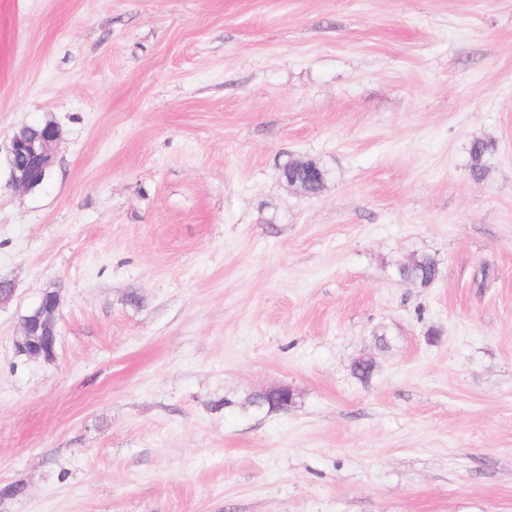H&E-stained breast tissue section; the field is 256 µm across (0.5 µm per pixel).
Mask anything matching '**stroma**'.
<instances>
[{"label":"stroma","instance_id":"stroma-1","mask_svg":"<svg viewBox=\"0 0 512 512\" xmlns=\"http://www.w3.org/2000/svg\"><path fill=\"white\" fill-rule=\"evenodd\" d=\"M48 119L47 183L0 174V512H512V0H0V142ZM494 149L491 142L474 140L470 146V174L475 178H482L486 173L484 159ZM397 271L401 274L405 273V276L410 279L423 283L430 280L435 271L436 276H438L439 266L434 257L422 254L419 257H414L409 264H399ZM47 293V292H46ZM46 293L39 302L28 311V320L22 326L14 346L18 354L29 358H43L52 360L55 356V323L56 315L60 309V296L55 292V301L52 306L47 303ZM42 332L49 333L48 344L42 342Z\"/></svg>","mask_w":512,"mask_h":512}]
</instances>
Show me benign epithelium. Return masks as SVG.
<instances>
[{
    "instance_id": "benign-epithelium-1",
    "label": "benign epithelium",
    "mask_w": 512,
    "mask_h": 512,
    "mask_svg": "<svg viewBox=\"0 0 512 512\" xmlns=\"http://www.w3.org/2000/svg\"><path fill=\"white\" fill-rule=\"evenodd\" d=\"M60 133L50 131L34 138L12 137L4 146L9 181L17 188L33 191L49 177L53 164L52 150ZM60 309V296L54 304L46 297L28 311V320L22 326L14 346L18 354L29 358L51 360L55 356V323Z\"/></svg>"
}]
</instances>
